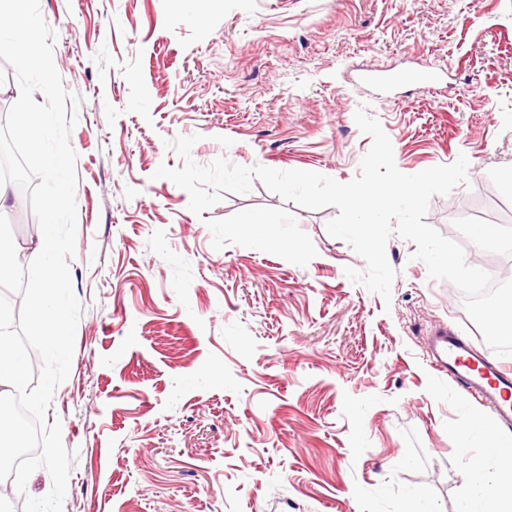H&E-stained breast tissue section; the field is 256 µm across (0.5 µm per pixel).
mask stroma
<instances>
[{
    "label": "stroma",
    "mask_w": 512,
    "mask_h": 512,
    "mask_svg": "<svg viewBox=\"0 0 512 512\" xmlns=\"http://www.w3.org/2000/svg\"><path fill=\"white\" fill-rule=\"evenodd\" d=\"M54 63L81 96L77 231L83 307L48 421L77 452L63 512H401L419 494L457 512L477 405L434 370L423 340L448 326L476 348L456 287L391 236L392 302L311 210L254 183L202 215L159 165L192 159L313 171L346 183L371 147L367 107L414 174L469 159V182L426 221L467 260L512 233V0H39ZM265 217L286 240L258 243ZM21 263L40 231L23 193L6 213Z\"/></svg>",
    "instance_id": "1"
}]
</instances>
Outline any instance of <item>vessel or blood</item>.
<instances>
[{"mask_svg": "<svg viewBox=\"0 0 512 512\" xmlns=\"http://www.w3.org/2000/svg\"><path fill=\"white\" fill-rule=\"evenodd\" d=\"M426 351L439 372L512 431V365L445 328L428 336Z\"/></svg>", "mask_w": 512, "mask_h": 512, "instance_id": "b4317fda", "label": "vessel or blood"}]
</instances>
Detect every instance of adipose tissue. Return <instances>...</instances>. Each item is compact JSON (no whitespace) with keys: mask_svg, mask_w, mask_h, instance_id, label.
<instances>
[{"mask_svg":"<svg viewBox=\"0 0 512 512\" xmlns=\"http://www.w3.org/2000/svg\"><path fill=\"white\" fill-rule=\"evenodd\" d=\"M465 478L471 494L461 512H512V468L506 466L498 443H486L470 460Z\"/></svg>","mask_w":512,"mask_h":512,"instance_id":"ef3b65f1","label":"adipose tissue"}]
</instances>
